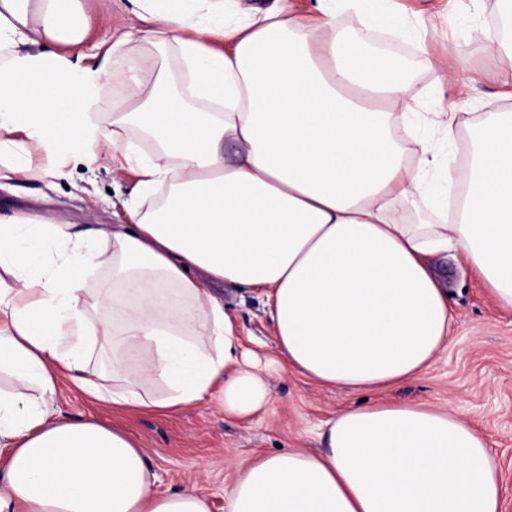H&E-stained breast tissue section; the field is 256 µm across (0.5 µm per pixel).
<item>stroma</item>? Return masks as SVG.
<instances>
[{
  "instance_id": "stroma-1",
  "label": "stroma",
  "mask_w": 512,
  "mask_h": 512,
  "mask_svg": "<svg viewBox=\"0 0 512 512\" xmlns=\"http://www.w3.org/2000/svg\"><path fill=\"white\" fill-rule=\"evenodd\" d=\"M439 14L427 52L415 44L383 38L395 58H409L411 83L423 93L422 111L463 100V123L453 141H437L439 150L458 154L470 145L481 113L504 112L512 105L499 94L512 83V61L488 62L479 41L483 30L504 13L502 0H457L454 22L440 11L447 0H432ZM129 0H80L75 29L85 30L87 44L111 45L121 31H129L126 45L110 58L121 67L130 54L148 51L140 39L141 27ZM460 52L448 54L449 43ZM463 70L472 87L459 98L448 79ZM135 179L114 178L112 166L101 163L74 169L70 178L50 176L0 178V216L43 215L68 224H122L124 204ZM448 304L456 321L447 347L425 373L397 387L349 394L320 386L284 366L269 367L267 404L247 422L225 415L222 406L207 400L178 411L160 414L120 410L95 403L69 387L57 396L58 408L73 418L94 419L118 428L143 448L159 477L156 489L167 494L196 486L210 512H224V491L236 470L251 457L277 450H320V426L343 408L361 402H428L459 412L488 433L506 485L505 512H512V314L499 312L480 282L463 262L449 260ZM224 310L232 318L245 346L262 357L276 354V340L261 301L255 293L224 288Z\"/></svg>"
}]
</instances>
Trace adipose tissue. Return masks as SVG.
<instances>
[{"label":"adipose tissue","mask_w":512,"mask_h":512,"mask_svg":"<svg viewBox=\"0 0 512 512\" xmlns=\"http://www.w3.org/2000/svg\"><path fill=\"white\" fill-rule=\"evenodd\" d=\"M152 55L89 62L68 33L78 0H0V158L32 152L132 172L127 221L0 222V512H209L195 487L160 495L124 432L61 416V386L115 407L171 412L218 399L245 419L268 389L212 285L256 293L277 354L325 387L384 390L431 367L448 342L445 263L458 253L512 312V113L482 116L464 167L427 136L454 139L457 109L423 115L393 57L369 53L337 12L397 19L394 0H134ZM51 43L34 53L29 44ZM132 103L97 118L108 82ZM138 126L152 153L122 135ZM412 151H404V144ZM441 189L449 224H417ZM111 241V251L99 249ZM111 265V288L90 269ZM111 323L93 322L87 304ZM110 354L112 384L89 367ZM138 368L128 362L136 355ZM163 386L152 396L144 381ZM319 452L258 455L225 490L227 512H504L487 433L453 409L378 401L327 420Z\"/></svg>","instance_id":"obj_1"}]
</instances>
